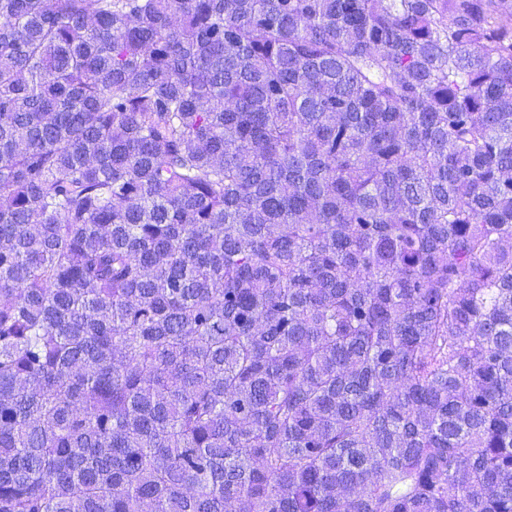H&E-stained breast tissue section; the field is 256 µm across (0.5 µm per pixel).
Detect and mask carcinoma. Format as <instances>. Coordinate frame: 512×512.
<instances>
[{
    "label": "carcinoma",
    "instance_id": "obj_1",
    "mask_svg": "<svg viewBox=\"0 0 512 512\" xmlns=\"http://www.w3.org/2000/svg\"><path fill=\"white\" fill-rule=\"evenodd\" d=\"M0 512H512V0H0Z\"/></svg>",
    "mask_w": 512,
    "mask_h": 512
}]
</instances>
